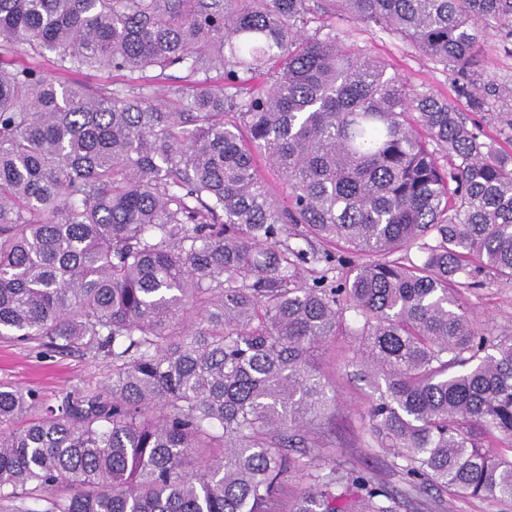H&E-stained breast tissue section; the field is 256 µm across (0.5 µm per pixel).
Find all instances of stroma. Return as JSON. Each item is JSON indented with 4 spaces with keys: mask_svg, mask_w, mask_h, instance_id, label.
Instances as JSON below:
<instances>
[{
    "mask_svg": "<svg viewBox=\"0 0 512 512\" xmlns=\"http://www.w3.org/2000/svg\"><path fill=\"white\" fill-rule=\"evenodd\" d=\"M333 23L340 35L386 61L416 91L447 98L468 124L480 131L483 141L512 153V138L503 131L507 119L512 118L511 99L491 96L485 111H473L468 99L456 91L464 77L457 70L444 69L403 40L350 16H336ZM469 75L485 85H512V43L489 38ZM462 295L480 331L493 336L512 334V282L486 276L479 286L463 290ZM351 354V340L340 338L316 356L315 366L335 392L336 402L313 425L317 435L327 440V447L309 448L305 454L317 465L334 460L348 467L372 468L388 488L403 489L396 458L378 447L367 431L364 415L372 389L347 367ZM111 379V363L95 354L61 353L37 342L0 339V384L37 390L44 404H57L69 393L103 390Z\"/></svg>",
    "mask_w": 512,
    "mask_h": 512,
    "instance_id": "stroma-1",
    "label": "stroma"
}]
</instances>
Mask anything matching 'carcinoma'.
<instances>
[{"instance_id": "cac0c4a2", "label": "carcinoma", "mask_w": 512, "mask_h": 512, "mask_svg": "<svg viewBox=\"0 0 512 512\" xmlns=\"http://www.w3.org/2000/svg\"><path fill=\"white\" fill-rule=\"evenodd\" d=\"M336 13L461 73L481 40H512V0H0V338L112 360V384L43 415L36 391L0 388V512L22 494L47 512H434L441 487L512 502V458L481 440L512 437V335L479 332L461 292L512 281V154ZM46 50L127 83L7 60ZM170 71L184 85L153 90ZM457 92L484 109L486 86ZM338 336L399 492L288 454L326 447L312 356ZM73 78L93 88L106 90H112V88L121 86L126 82V77L112 71H84L81 74L74 75Z\"/></svg>"}]
</instances>
